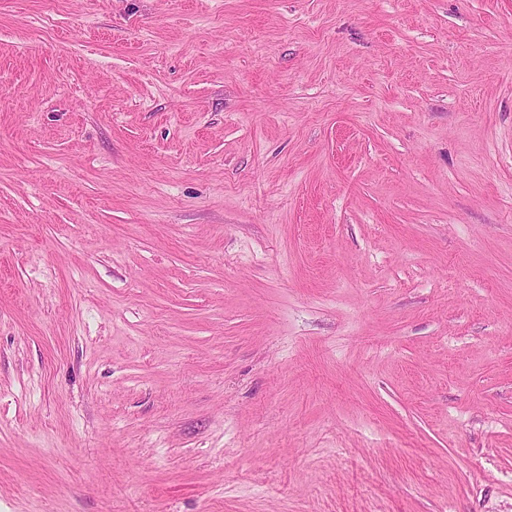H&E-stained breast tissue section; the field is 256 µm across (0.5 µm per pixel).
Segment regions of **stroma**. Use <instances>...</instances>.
<instances>
[{"label":"stroma","instance_id":"stroma-1","mask_svg":"<svg viewBox=\"0 0 512 512\" xmlns=\"http://www.w3.org/2000/svg\"><path fill=\"white\" fill-rule=\"evenodd\" d=\"M0 512H512V0H0Z\"/></svg>","mask_w":512,"mask_h":512}]
</instances>
